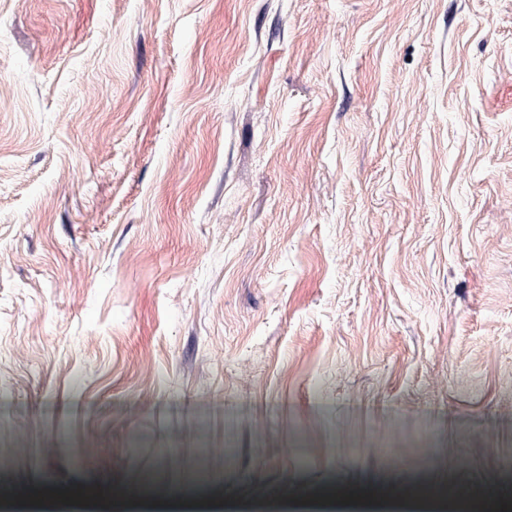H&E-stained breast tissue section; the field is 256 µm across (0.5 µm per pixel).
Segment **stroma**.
Masks as SVG:
<instances>
[{
	"label": "stroma",
	"mask_w": 512,
	"mask_h": 512,
	"mask_svg": "<svg viewBox=\"0 0 512 512\" xmlns=\"http://www.w3.org/2000/svg\"><path fill=\"white\" fill-rule=\"evenodd\" d=\"M0 459L512 505V0H0Z\"/></svg>",
	"instance_id": "obj_1"
}]
</instances>
